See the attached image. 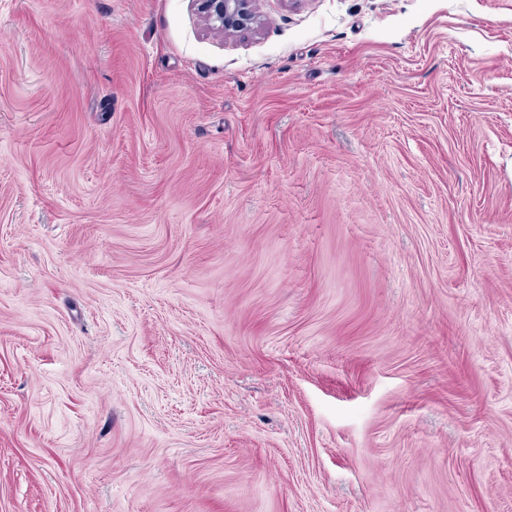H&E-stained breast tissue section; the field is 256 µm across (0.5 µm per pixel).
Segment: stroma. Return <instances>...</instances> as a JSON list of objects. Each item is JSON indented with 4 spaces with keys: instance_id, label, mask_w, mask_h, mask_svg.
Segmentation results:
<instances>
[{
    "instance_id": "obj_1",
    "label": "stroma",
    "mask_w": 512,
    "mask_h": 512,
    "mask_svg": "<svg viewBox=\"0 0 512 512\" xmlns=\"http://www.w3.org/2000/svg\"><path fill=\"white\" fill-rule=\"evenodd\" d=\"M0 0V512H512V0ZM211 30L220 33L252 31L258 23L253 0H195Z\"/></svg>"
}]
</instances>
